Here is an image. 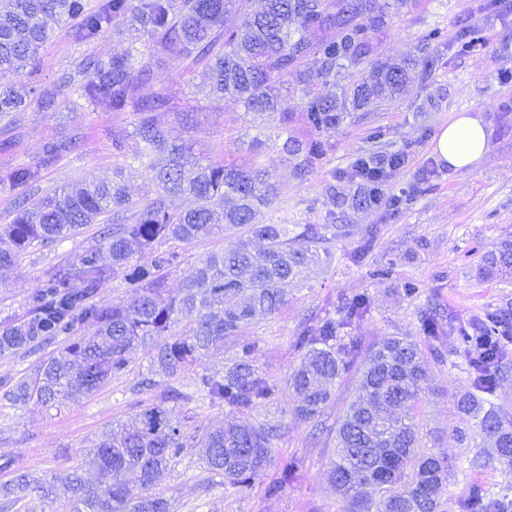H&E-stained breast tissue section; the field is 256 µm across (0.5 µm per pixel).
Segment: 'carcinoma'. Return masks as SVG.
<instances>
[{"mask_svg":"<svg viewBox=\"0 0 512 512\" xmlns=\"http://www.w3.org/2000/svg\"><path fill=\"white\" fill-rule=\"evenodd\" d=\"M386 0H7L0 6V117L35 103L46 112L60 108L63 92L82 98L92 110L134 116L130 136L155 184L154 194L133 202L116 175L112 181L78 184L33 200L10 224L0 225V266L24 252L76 234L88 224L112 217V232L97 247L84 250L77 263L47 277L28 298L29 316L0 325V356L34 352L65 337L59 351L42 358L31 372L9 385L3 398L24 407L35 403L61 408L75 395H91L114 377L131 371L137 351L156 336L166 337L153 366L176 381L211 348L279 313L281 285L305 283L316 267L328 266L332 243L343 235L338 224H260L257 217L284 195L286 187L255 162L247 169L232 162L206 160L186 166L191 140L177 142L158 126L155 113L178 112L191 129L206 108L231 95L243 107L241 146L257 157L278 148L293 179L302 182L332 151L329 134L361 110L376 111L408 93L409 74L432 76L442 31H427L415 53L400 60L376 56L375 37L387 26ZM131 15L134 33L127 46L107 58L81 64L84 78L62 77L45 87L36 80L37 53L49 38L46 19L67 28L77 41H89L112 19ZM483 48L473 30H463L456 52L475 55ZM184 65L201 76L189 101L177 102L153 81L154 68ZM34 77L22 93L14 76ZM343 74L348 82L336 81ZM208 101L198 106V99ZM115 138L124 149L126 137ZM74 143L52 141L39 165L20 164L0 179L11 186L38 182L41 169ZM404 153L371 149L359 156L353 176L361 181L351 195L331 183L326 188L330 215L336 210L385 207L397 212L416 193L386 192L389 173ZM191 195L196 207L179 211L172 198ZM231 200L222 212L209 201ZM241 230L235 245L198 260L195 275L169 283L181 255L162 245L171 241L212 239L228 229ZM259 239L260 250L252 246ZM108 253L111 264L102 263ZM151 261L140 264L137 254ZM512 270V241L484 255L479 274L494 277ZM119 271L134 294L127 303L101 304L95 297L110 273ZM367 294L341 297L331 310L309 318L291 346L300 354L289 387L298 398L295 415L315 421L336 400V386L355 374L350 400L336 423V466L331 480L343 498L342 512H438L443 497L455 512H512V499L493 497L474 484L459 496L449 493L448 459L428 449L417 414L428 392V364L420 343L389 338L366 346L354 334L370 314ZM420 331L431 343L446 336L448 354L458 357L472 390L457 408L473 420L476 432L493 443L499 460L512 464V420L495 403L503 364L512 342V319L500 310L454 325L437 305L419 315ZM96 326L91 335L82 333ZM258 342L239 346L231 365L219 375H201L195 388L212 404L234 414L224 428L203 435L187 432V417L177 408L192 398L167 384L159 395L139 401L129 428L109 430L84 449L81 464L47 482L22 473L0 486L9 498L30 490L42 500L60 482L70 492L68 512H171L153 492L160 473L186 448L198 449L211 473L233 487L248 488L252 476L273 464V441L281 425H254L248 415L275 401L279 388L256 365Z\"/></svg>","mask_w":512,"mask_h":512,"instance_id":"obj_1","label":"carcinoma"}]
</instances>
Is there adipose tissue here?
Segmentation results:
<instances>
[{"mask_svg":"<svg viewBox=\"0 0 512 512\" xmlns=\"http://www.w3.org/2000/svg\"><path fill=\"white\" fill-rule=\"evenodd\" d=\"M488 145L489 133L482 120L464 114L449 122L442 130L433 151L448 166L467 169L480 161Z\"/></svg>","mask_w":512,"mask_h":512,"instance_id":"ef3b65f1","label":"adipose tissue"}]
</instances>
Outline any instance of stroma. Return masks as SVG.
<instances>
[{
    "label": "stroma",
    "mask_w": 512,
    "mask_h": 512,
    "mask_svg": "<svg viewBox=\"0 0 512 512\" xmlns=\"http://www.w3.org/2000/svg\"><path fill=\"white\" fill-rule=\"evenodd\" d=\"M487 0H395L386 30L380 34L381 58L398 59L413 52L420 37L437 27L444 33L441 60L430 84L412 79L407 96L379 112L350 114L333 135L335 148L317 165L304 183L290 176L279 151L270 147L260 157L233 145L239 136L243 114L233 100L221 109L206 112L194 130H184L174 112L157 113L161 127L171 134H189L196 150L212 159L227 158L245 167L260 161L280 184L286 197L260 217L265 224H345L346 237L335 243V260L329 269L314 271L308 284L285 286V304L279 314L248 329L244 335L210 350L183 380L192 385L196 376L223 373L243 342H258V365L278 384L277 401L258 408L255 423H278L282 435L275 440L273 467L259 471L247 493L225 485L222 477L205 470L194 449H187L160 478L158 492L170 499L174 512H336L340 499L330 475L336 459V419L348 394L336 391L335 403L318 423L292 414L296 397L287 377L300 356L290 346L296 328L316 312L331 308L342 296L367 293L372 312L361 326L366 341L379 342L392 336L419 333L418 313L427 303L440 305L455 321H467L489 308L512 312V276L479 279L475 267L481 257L502 241L512 240V112L502 111L512 101V14L500 16L486 7ZM478 25L487 38L484 49L473 56H458L449 45L462 23ZM129 18L112 21L109 30L87 43L72 41L58 24H50V36L41 47L39 76L44 84L57 83L62 75L78 70L89 57H106L122 44L112 32L127 29ZM479 113L492 130L489 148L469 170H456L433 152L435 140L459 113ZM130 114L94 112L83 101L65 102L58 111L46 112L30 105L7 126L0 124V176L20 164L40 165L46 143L75 138L74 149L59 161L42 167L39 182L28 187H0V225L12 221L24 202L32 201L68 184L111 179L120 175L132 200L152 195L154 185L145 167L112 146L114 134L132 128ZM383 128L381 140L390 151L403 150L404 163L388 180L389 191L409 183L419 186L416 196L395 215L385 210H348L330 218L320 198L333 173L351 174L357 157L372 147L371 134ZM104 225L91 224L80 234L22 254L8 267H0V324L20 320L28 312L27 299L54 271L75 264L85 249L98 245ZM374 233L372 249L364 264H354L349 254L367 233ZM237 231L214 239L174 243L183 256L171 274L178 282L193 275L200 256L233 244ZM388 265L392 278H369L371 265ZM419 284L417 298H406L400 282ZM150 349L139 350L132 369L111 379L92 397L68 403L61 410L46 411L30 405L15 407L0 401V456L13 458L15 467L0 471V484L15 475L29 473L51 480L59 470L76 465L82 448L101 432L126 422L135 413L139 397L134 384L149 374ZM432 392L419 415L424 433L436 451L448 455L452 469L448 486L463 492L470 484L483 485L490 493L512 497V465L498 462L490 445H460L454 432L471 427L457 409V400L471 387L469 376L453 365L451 355L432 362ZM481 454L484 464L472 468L468 460ZM300 466L279 493L268 494L283 467L291 460Z\"/></svg>",
    "instance_id": "obj_1"
}]
</instances>
